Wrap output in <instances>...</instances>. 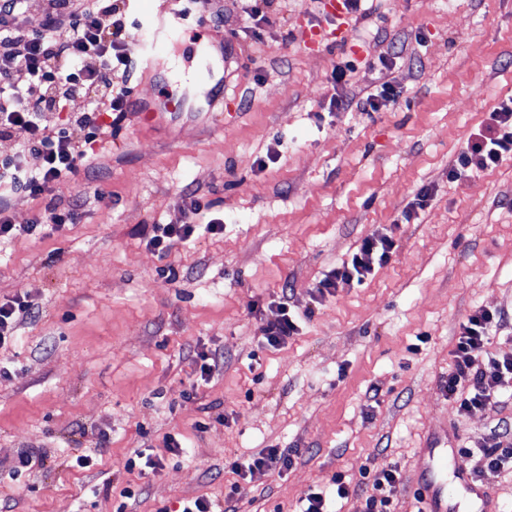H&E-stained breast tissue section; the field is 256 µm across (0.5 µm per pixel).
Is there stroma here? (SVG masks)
Returning <instances> with one entry per match:
<instances>
[{
    "instance_id": "obj_1",
    "label": "stroma",
    "mask_w": 512,
    "mask_h": 512,
    "mask_svg": "<svg viewBox=\"0 0 512 512\" xmlns=\"http://www.w3.org/2000/svg\"><path fill=\"white\" fill-rule=\"evenodd\" d=\"M171 2L222 41L223 103L153 125L126 112L56 191L81 198L77 223L0 244V299L37 310L0 350V512H178L223 499L236 482L225 459L270 448L300 456L239 484V512H298L333 475L393 464L396 512H413L431 437L447 436L452 468L468 473L462 448L512 424V397L463 416L443 390L475 308L505 312L486 349L512 355V159L448 177L512 96V0H364L371 14L348 44L315 52L296 30L329 25L320 0H271L253 18L249 0H210L202 14ZM346 54L359 65L332 85ZM384 84L397 100L364 110ZM424 185L428 206L397 223ZM192 194L223 234L147 247L145 228L183 223ZM383 234L396 242L388 262L313 303L319 280ZM283 296L314 314L270 348L269 306ZM201 349L220 360L206 382ZM168 434L186 455L166 452ZM148 450L162 468L126 470ZM23 452L33 461L20 470ZM82 455L91 466H76Z\"/></svg>"
}]
</instances>
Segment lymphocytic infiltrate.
Instances as JSON below:
<instances>
[{
  "label": "lymphocytic infiltrate",
  "instance_id": "f902f5d3",
  "mask_svg": "<svg viewBox=\"0 0 512 512\" xmlns=\"http://www.w3.org/2000/svg\"><path fill=\"white\" fill-rule=\"evenodd\" d=\"M125 0H44L39 30L23 23L28 0H0V139L16 142L15 152L0 159V243L20 234L38 235L45 228L61 230L79 218V200L60 206L48 203L59 186L69 182L80 166L89 164L95 149L112 132V119L122 116L132 89V61L123 52ZM111 17V30L101 20ZM87 98L79 112L69 111L73 98ZM512 158V98L501 101L491 121L473 132L465 149L448 169L449 178L477 174ZM44 200L45 206L30 224L11 219L17 195ZM207 205L190 200L182 224H156L147 240L158 252L174 243L193 240L199 229L222 233L221 219H206ZM396 247L391 236L364 239L349 262L336 268L317 286L325 293L343 285L363 282L374 265L388 261ZM499 313L473 310L459 327L445 390L459 413L489 409L502 397L512 396V358L486 353ZM475 458L473 474L482 480L512 474V434L494 432L480 445L464 448ZM299 451L270 448L249 461H231L232 473L248 479L255 473L292 467ZM403 488L397 467L372 476V492L343 474L333 476L328 489L308 492L302 512H327L330 498L364 494V512H394L393 503Z\"/></svg>",
  "mask_w": 512,
  "mask_h": 512
}]
</instances>
